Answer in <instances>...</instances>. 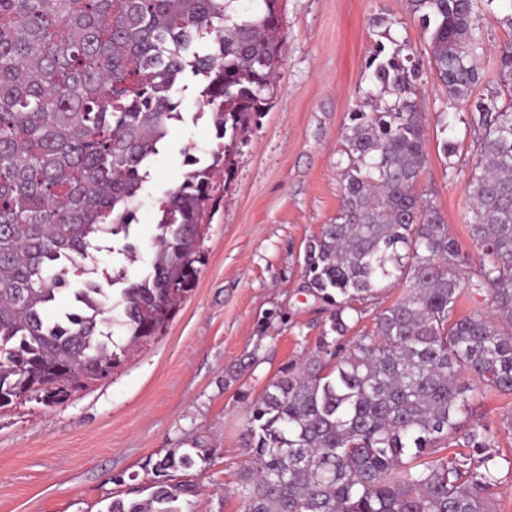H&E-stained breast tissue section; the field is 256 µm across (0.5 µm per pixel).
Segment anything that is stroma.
<instances>
[{"mask_svg":"<svg viewBox=\"0 0 512 512\" xmlns=\"http://www.w3.org/2000/svg\"><path fill=\"white\" fill-rule=\"evenodd\" d=\"M279 8L284 40L271 106L236 155L231 180L216 188L193 288L165 331L103 381L59 404L32 399L0 410V512H104L112 499L142 497L153 463L195 441L207 448L205 459L174 474L197 486L185 512H244L234 488L253 459L242 439L250 403L312 352L328 325L325 304L307 286L303 256L341 207V133L371 87L365 64L382 32L406 44L419 64L427 154L421 188L461 251L474 255L464 182L452 179L448 166L471 167L479 134L456 123L457 154L445 159L437 115L447 111L448 95L407 0H280ZM499 13L495 2L483 9L480 96L497 91L499 49L512 40ZM199 90L190 78L175 94L183 119L148 166L132 228L134 260L111 239L87 266L107 274L148 271L156 200L183 181L188 156L208 161L216 143L208 115L198 112ZM250 353L254 366L226 380ZM511 417L512 395L487 390L469 421L489 426L512 459Z\"/></svg>","mask_w":512,"mask_h":512,"instance_id":"35a3bbf8","label":"stroma"}]
</instances>
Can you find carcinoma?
I'll use <instances>...</instances> for the list:
<instances>
[{"label": "carcinoma", "instance_id": "carcinoma-1", "mask_svg": "<svg viewBox=\"0 0 512 512\" xmlns=\"http://www.w3.org/2000/svg\"><path fill=\"white\" fill-rule=\"evenodd\" d=\"M407 0L428 34L432 68L452 107L483 75L482 2ZM278 0H0V408L40 394L66 401L120 357L158 336L203 262L206 204L229 175L240 134L267 111L283 32ZM367 68L371 111L342 132L341 208L305 250L308 288L330 310L316 351L262 393L245 439L253 465L239 475L245 512H492L512 459L494 433L461 425L482 387L512 394V40L500 89L466 124L482 131L465 181L466 224L480 250L477 277L432 200L418 191L427 162L418 63L402 44L376 41ZM202 80L218 142L211 162L157 202L149 271H112L119 298L98 289L76 303L75 267L105 238L129 241L148 161L182 120L175 86ZM404 281L374 331L341 340L360 304ZM490 311L457 314L463 293ZM70 298L56 317L48 309ZM125 330L121 345L104 314ZM455 456L420 461L430 448ZM204 458L187 450L153 466L143 499L106 512H182L195 485L172 473Z\"/></svg>", "mask_w": 512, "mask_h": 512}]
</instances>
